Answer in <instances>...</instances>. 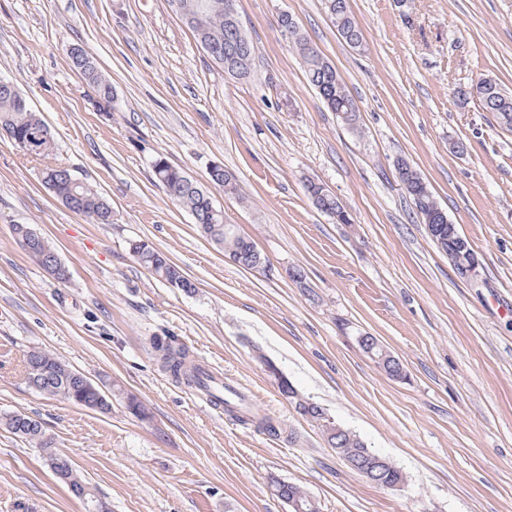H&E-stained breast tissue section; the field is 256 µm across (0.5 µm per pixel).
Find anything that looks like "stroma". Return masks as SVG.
Instances as JSON below:
<instances>
[{
    "instance_id": "1",
    "label": "stroma",
    "mask_w": 512,
    "mask_h": 512,
    "mask_svg": "<svg viewBox=\"0 0 512 512\" xmlns=\"http://www.w3.org/2000/svg\"><path fill=\"white\" fill-rule=\"evenodd\" d=\"M364 48L342 43L322 0H240L256 48L237 79L200 48L168 0H0V77L51 129L49 158L0 138V417L41 421L111 512H291L275 481L318 512H512V132L457 86L512 90V0H350ZM290 14L359 109L344 126L307 83L278 28ZM82 46L110 78L93 109L67 62ZM207 187L268 271L232 263L155 184L156 157ZM407 159L475 251L462 279L431 242L395 170ZM60 163L106 196L96 223L43 185ZM235 173L225 197L208 170ZM324 184L354 221L308 198ZM28 224L70 270L50 278L13 227ZM141 239L196 284L157 280ZM301 271L297 284L290 271ZM376 336L405 370L389 377L357 338ZM255 396L279 435L211 408L166 373L154 338ZM47 350L112 388L100 413L30 388L23 356ZM400 468L387 489L351 471L300 416L263 362ZM137 397L146 418L132 415ZM0 512H85L37 449L0 429ZM275 487L276 489L278 488L282 490L281 497L288 500V504L292 507L293 511L302 512V506L300 503L294 502L290 499L299 500L304 506V512L318 511L315 502L296 484L277 481Z\"/></svg>"
}]
</instances>
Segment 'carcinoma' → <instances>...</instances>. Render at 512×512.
Masks as SVG:
<instances>
[{"label":"carcinoma","mask_w":512,"mask_h":512,"mask_svg":"<svg viewBox=\"0 0 512 512\" xmlns=\"http://www.w3.org/2000/svg\"><path fill=\"white\" fill-rule=\"evenodd\" d=\"M324 8L330 20L336 27L340 38L351 48L362 45L363 34L349 6V0H324ZM196 25L203 29L211 43L228 47L235 37L229 31L227 22L216 13L202 12L196 19ZM291 39L302 59L306 79L318 92L328 109L344 123L352 125L357 120L358 107L348 93L345 84L335 67L324 57L320 50L313 48L308 39L299 31L291 32ZM89 54L80 46H75L69 56V64L85 83L93 90V104L97 111L107 112L112 109V82L99 69L96 62H86L77 67L75 59L87 58ZM454 98L462 105L476 101L487 112H491L500 126L512 131V91L503 88L496 80L484 78L479 82L454 89ZM37 123H44L39 113L32 110L27 98L9 89H0V128H9L17 138H25L31 128ZM397 165L405 167L407 181L417 188L416 193L409 194V199L416 211H426L436 216L443 214L442 208L436 202L433 193L412 166L403 159L397 160ZM153 179L161 185L169 197L178 205L191 213L202 235L215 246L224 250L229 257L243 247L244 238L238 234L233 225L224 223V212L217 207L212 197L200 188L182 169L170 165L162 157L155 158L151 163ZM54 167H48L43 175L54 182V196L66 201L73 196H79L77 212L93 218L98 224L112 223V205L94 187L81 180L73 171L68 176L54 175ZM209 180L219 187L231 185V194L241 197V186L233 173L226 171L219 177H209ZM306 191L315 207L321 212L342 209L341 202L325 186L312 181L306 184ZM129 250L139 264L147 268L158 280L167 284L182 283V291L195 292V283L184 275L182 269L173 263L164 253L157 251L143 240H133ZM156 351L161 353L165 369L176 381L183 384L200 382L197 365L188 359L186 349L170 337L156 344ZM39 360L43 374L39 377L36 390L50 396H60L76 405L91 410H108V405L98 402L91 391L93 382L82 376V373L72 369L53 354L42 351ZM298 413L317 422L328 443L336 441L333 436V426L322 407L315 403L305 402L298 405ZM0 426L14 436L24 440L34 448H53L55 442L45 439L42 423L25 414H12L0 418ZM365 454L371 457L372 451L364 446L356 435L348 434L336 454L344 459L351 455ZM63 483L68 486L75 497L86 503H91L95 497L94 491L77 474L74 467H69ZM276 488L281 490V497L286 500H298L304 506V512H317L315 502L299 486L284 482H276Z\"/></svg>","instance_id":"obj_1"}]
</instances>
